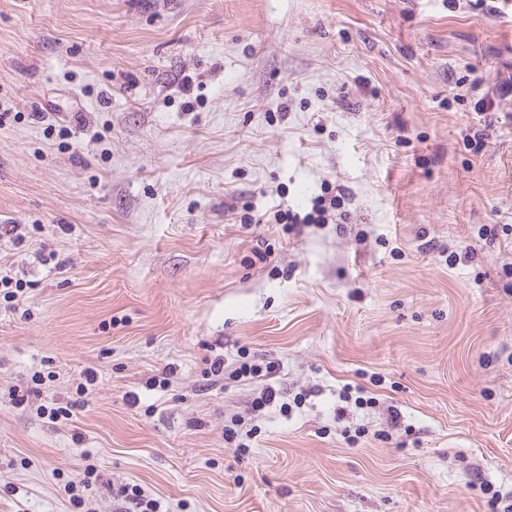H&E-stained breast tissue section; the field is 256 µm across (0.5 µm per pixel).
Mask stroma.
<instances>
[{
    "mask_svg": "<svg viewBox=\"0 0 512 512\" xmlns=\"http://www.w3.org/2000/svg\"><path fill=\"white\" fill-rule=\"evenodd\" d=\"M175 2L0 0V512H505L512 0Z\"/></svg>",
    "mask_w": 512,
    "mask_h": 512,
    "instance_id": "obj_1",
    "label": "stroma"
}]
</instances>
